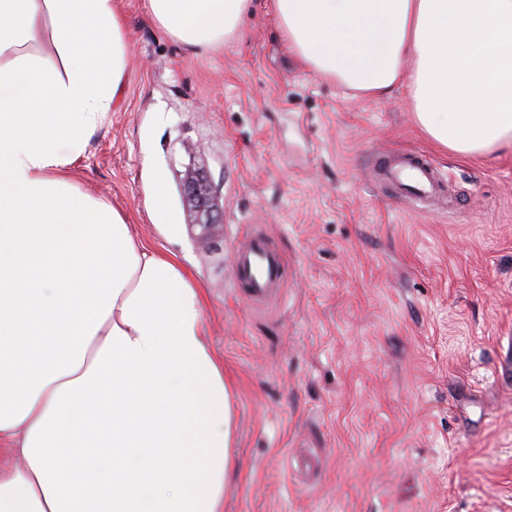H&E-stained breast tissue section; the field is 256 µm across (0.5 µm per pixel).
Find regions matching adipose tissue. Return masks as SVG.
Listing matches in <instances>:
<instances>
[{
    "label": "adipose tissue",
    "mask_w": 512,
    "mask_h": 512,
    "mask_svg": "<svg viewBox=\"0 0 512 512\" xmlns=\"http://www.w3.org/2000/svg\"><path fill=\"white\" fill-rule=\"evenodd\" d=\"M193 51L252 0H144ZM289 48L407 91L444 152L512 148V0H271ZM119 0H0V512H221L230 395L203 293L69 171L126 88Z\"/></svg>",
    "instance_id": "adipose-tissue-1"
}]
</instances>
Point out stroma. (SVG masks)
<instances>
[{
	"instance_id": "obj_1",
	"label": "stroma",
	"mask_w": 512,
	"mask_h": 512,
	"mask_svg": "<svg viewBox=\"0 0 512 512\" xmlns=\"http://www.w3.org/2000/svg\"><path fill=\"white\" fill-rule=\"evenodd\" d=\"M127 91L70 176L203 287V333L234 416L223 512H512V151L464 161L413 123L404 91L358 98L303 65L269 0L241 36L185 51L121 0ZM419 151L450 178L427 210L373 177ZM206 171L224 204L204 239L180 195ZM163 177L182 226L146 208ZM253 235L283 253L263 302L234 279Z\"/></svg>"
}]
</instances>
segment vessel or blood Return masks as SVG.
<instances>
[{"label": "vessel or blood", "instance_id": "obj_1", "mask_svg": "<svg viewBox=\"0 0 512 512\" xmlns=\"http://www.w3.org/2000/svg\"><path fill=\"white\" fill-rule=\"evenodd\" d=\"M378 182L396 193L407 195L421 207H431L446 197L447 182L425 156L401 152L374 166ZM285 261L265 237L248 241L235 268L237 284L246 288L250 297L260 300L282 283Z\"/></svg>", "mask_w": 512, "mask_h": 512}]
</instances>
